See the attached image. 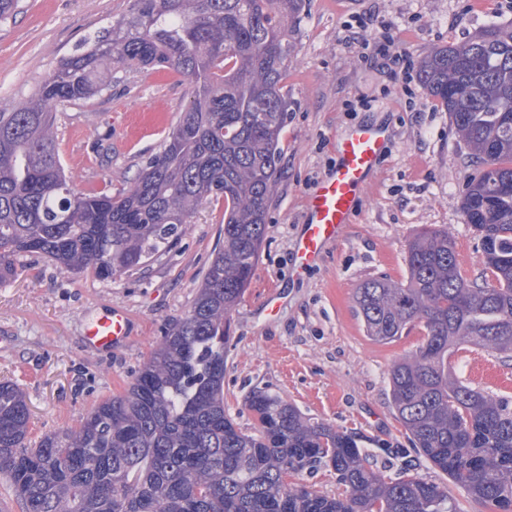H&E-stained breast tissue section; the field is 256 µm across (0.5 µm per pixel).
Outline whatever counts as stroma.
Masks as SVG:
<instances>
[{
    "mask_svg": "<svg viewBox=\"0 0 512 512\" xmlns=\"http://www.w3.org/2000/svg\"><path fill=\"white\" fill-rule=\"evenodd\" d=\"M131 0H21L0 23V110L28 99L84 40L130 11ZM512 23V0H305L288 28L283 82L288 112L280 178L250 282L230 316L224 408L249 430L247 395L263 390L306 416L408 447L391 403L388 372L420 340L381 344L367 336L353 297L379 277L405 281L407 243L447 228L464 277L480 275L479 238L464 224L462 190L478 170L443 105L418 70L434 49L462 43L491 24ZM395 38V55L374 52ZM188 78L170 70L113 68L102 94L59 107L56 147L80 193H117L190 101ZM361 123L384 126L386 151L361 193L352 224L303 274L293 269L307 195L336 165V141ZM224 241V203H205L179 238L138 270L104 278L75 274L36 254L0 283V378L23 393L31 439L77 427L98 402L122 393L165 332L189 310ZM279 304L267 311L266 298ZM119 307L131 336L117 350L88 345L90 320ZM461 380L512 398V359L483 348L458 352Z\"/></svg>",
    "mask_w": 512,
    "mask_h": 512,
    "instance_id": "obj_1",
    "label": "stroma"
}]
</instances>
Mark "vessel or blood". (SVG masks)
Here are the masks:
<instances>
[{"mask_svg":"<svg viewBox=\"0 0 512 512\" xmlns=\"http://www.w3.org/2000/svg\"><path fill=\"white\" fill-rule=\"evenodd\" d=\"M386 143L385 133L373 126H357L336 142V169L306 200L307 221L295 241L297 272H305L321 259L330 242L349 226L368 175ZM86 341L97 348H120L129 337V316L112 309L88 323Z\"/></svg>","mask_w":512,"mask_h":512,"instance_id":"b4317fda","label":"vessel or blood"}]
</instances>
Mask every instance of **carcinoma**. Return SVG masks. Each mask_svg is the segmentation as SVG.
Here are the masks:
<instances>
[{
  "label": "carcinoma",
  "instance_id": "carcinoma-1",
  "mask_svg": "<svg viewBox=\"0 0 512 512\" xmlns=\"http://www.w3.org/2000/svg\"><path fill=\"white\" fill-rule=\"evenodd\" d=\"M302 6L133 0L27 101L0 112V283L18 276L24 253L74 273L124 274L168 247L205 202L224 199V245L124 393L32 446L26 399L0 381V474L22 512H460L448 487L406 466L385 477L356 434L278 395L250 394L249 433L224 410L227 323L266 236L288 112V23ZM114 64L171 68L191 80V100L133 183L115 196L79 194L56 149V113L107 89ZM420 76L480 160L461 211L491 279H465L448 231L434 227L409 241L406 281H368L354 302L376 342L421 330L388 373L412 448L483 512H512V400L454 367L464 346L512 356V25L434 50ZM323 468L343 493L294 481Z\"/></svg>",
  "mask_w": 512,
  "mask_h": 512
}]
</instances>
